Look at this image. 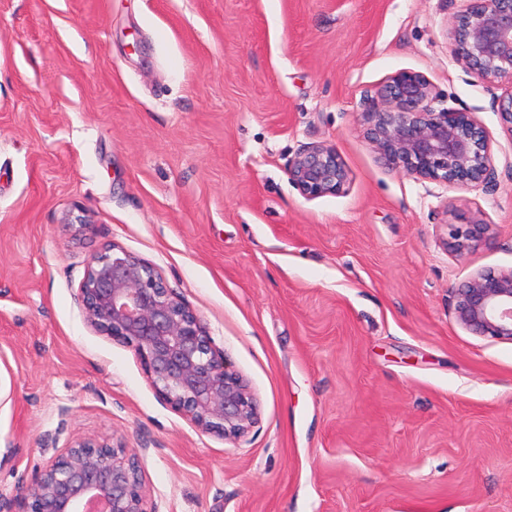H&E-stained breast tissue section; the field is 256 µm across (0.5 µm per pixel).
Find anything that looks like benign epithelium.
Wrapping results in <instances>:
<instances>
[{
	"mask_svg": "<svg viewBox=\"0 0 512 512\" xmlns=\"http://www.w3.org/2000/svg\"><path fill=\"white\" fill-rule=\"evenodd\" d=\"M449 25L456 61L488 85L512 80V0H461ZM366 137L379 161L417 181L495 185L492 142L471 113L443 106L428 79L401 70L362 98ZM288 179L308 198L345 191L348 170L336 148L316 143L288 163ZM485 224L452 229L463 252ZM459 324L512 342V270L474 273L455 294ZM86 324L134 350L156 394L200 429L226 440L257 418L246 380L226 365L201 316L145 260L109 245L86 264L79 288ZM144 460L124 444L79 438L51 457L0 512H159L145 489Z\"/></svg>",
	"mask_w": 512,
	"mask_h": 512,
	"instance_id": "1",
	"label": "benign epithelium"
}]
</instances>
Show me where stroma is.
Here are the masks:
<instances>
[{"instance_id":"obj_1","label":"stroma","mask_w":512,"mask_h":512,"mask_svg":"<svg viewBox=\"0 0 512 512\" xmlns=\"http://www.w3.org/2000/svg\"><path fill=\"white\" fill-rule=\"evenodd\" d=\"M461 0H0V495L77 437L145 449L161 512H512V342L454 290L512 269V128L456 62ZM85 49L77 51L75 40ZM423 74L495 188L383 166L361 99ZM335 147L346 191L289 181ZM485 224L456 253L451 229ZM153 264L248 382L237 441L85 324L87 260ZM288 179L309 199L343 193L348 170L335 147L316 143L303 148L288 163Z\"/></svg>"}]
</instances>
